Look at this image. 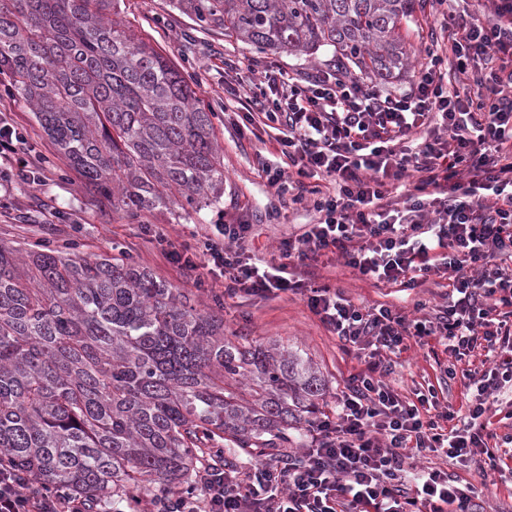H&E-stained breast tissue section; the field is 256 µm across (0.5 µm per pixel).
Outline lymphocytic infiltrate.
<instances>
[{
  "mask_svg": "<svg viewBox=\"0 0 512 512\" xmlns=\"http://www.w3.org/2000/svg\"><path fill=\"white\" fill-rule=\"evenodd\" d=\"M431 2L439 29L408 92L324 71L301 80L274 63L250 80L246 120L274 129L288 161L263 165L268 185L315 197L313 223L282 242L281 263L243 251L247 224L216 225L197 249L156 236L168 262L189 276L218 274L227 296L305 292L362 368L288 460L256 462L245 475L213 460L198 492L160 495L151 512H480L474 485L413 462L439 453L486 476L512 446V432L497 434L487 418L491 397L512 384V0H492L482 19L457 14L456 0ZM452 66L477 67V92L452 84ZM323 181L331 192L321 193ZM328 253L382 285L411 289L442 273L448 292L435 308L417 303L410 319L292 280V268ZM412 337L434 338L461 363L487 352L488 366L467 375L463 413L440 407L434 390L410 403L387 383ZM0 512L94 510L0 461Z\"/></svg>",
  "mask_w": 512,
  "mask_h": 512,
  "instance_id": "f902f5d3",
  "label": "lymphocytic infiltrate"
}]
</instances>
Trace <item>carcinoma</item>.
<instances>
[{
	"instance_id": "obj_1",
	"label": "carcinoma",
	"mask_w": 512,
	"mask_h": 512,
	"mask_svg": "<svg viewBox=\"0 0 512 512\" xmlns=\"http://www.w3.org/2000/svg\"><path fill=\"white\" fill-rule=\"evenodd\" d=\"M118 0H0V75L60 158L132 216L219 202L214 110L118 19ZM259 53L331 47L345 75L410 69L402 24L422 0H170ZM0 244V460L128 512L195 488L224 444L258 455L305 444L327 380L283 345L234 342L224 319L129 261L64 241Z\"/></svg>"
}]
</instances>
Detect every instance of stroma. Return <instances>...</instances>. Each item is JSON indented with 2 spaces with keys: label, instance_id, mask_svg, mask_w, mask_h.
I'll return each mask as SVG.
<instances>
[{
  "label": "stroma",
  "instance_id": "1",
  "mask_svg": "<svg viewBox=\"0 0 512 512\" xmlns=\"http://www.w3.org/2000/svg\"><path fill=\"white\" fill-rule=\"evenodd\" d=\"M121 18L136 35L163 53L196 90L202 104L215 111L214 134L224 154V195L220 203L200 212L178 206L156 209L130 217L114 209L86 186L78 172L58 156L54 144L19 98H5L7 117L23 128L26 141L18 154L41 167L39 184L0 186V244L27 247L40 242L56 244L71 239L80 255L132 258L161 280L190 294L198 308H220L224 332L251 341H276L293 347L311 360L331 388H343L349 376L361 368L355 354L345 352L336 336L324 327L300 293H281L266 299L228 297L223 284L195 286L159 253L152 239L160 233L175 243H196L214 224H250L255 236L246 247L252 255L278 262L283 239L299 234L314 217L313 198L292 202L270 187L259 169L260 162L277 163L280 154L273 140H259L241 133L244 101L224 85V62L241 61L261 67L273 58L225 38L223 33L199 27L188 16L173 10L169 0H121ZM286 71L307 78L318 70H335L333 49H321L315 57L280 55L274 58ZM306 287L342 289L359 306L384 304L409 315L416 302L439 304L442 280L431 277L411 290L374 286L360 279L335 255L322 256L309 267L294 268ZM449 354L436 341L411 343L402 353L388 380L404 396L433 384L441 405L460 409L467 380L463 375H442Z\"/></svg>",
  "mask_w": 512,
  "mask_h": 512
}]
</instances>
